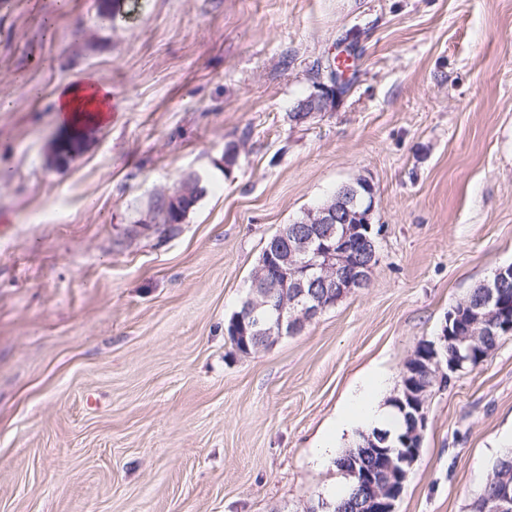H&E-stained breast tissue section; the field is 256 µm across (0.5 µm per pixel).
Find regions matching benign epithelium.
<instances>
[{"mask_svg": "<svg viewBox=\"0 0 512 512\" xmlns=\"http://www.w3.org/2000/svg\"><path fill=\"white\" fill-rule=\"evenodd\" d=\"M362 181L344 186L336 204L321 208L317 215L282 235L265 249V258L253 278L238 321L241 330L262 347L284 334L296 335L313 322L326 306L316 300L326 290L333 302L364 288L378 263L376 237L372 235L371 212H355L350 200ZM512 280V266L495 270L482 282L483 301L470 307L469 325L460 332L456 315L448 313L438 341L426 346L429 361L435 367L432 382L442 383L463 369L464 363L478 352L482 329L502 336L512 335V313L504 309L502 289ZM425 407L412 403L410 424L399 438L401 455L389 458L390 479L375 493L369 505L375 512H395L402 483L419 454L425 429ZM481 512H512V491L495 492L481 505Z\"/></svg>", "mask_w": 512, "mask_h": 512, "instance_id": "7a95c632", "label": "benign epithelium"}]
</instances>
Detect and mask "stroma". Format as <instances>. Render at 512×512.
I'll return each instance as SVG.
<instances>
[{
	"mask_svg": "<svg viewBox=\"0 0 512 512\" xmlns=\"http://www.w3.org/2000/svg\"><path fill=\"white\" fill-rule=\"evenodd\" d=\"M0 0V512H308L323 433L512 264V0ZM350 92L291 121L342 56ZM112 119L58 159L54 95ZM182 219L156 218L188 176ZM373 188L367 288L243 354L268 239ZM396 512H471L512 448V336L432 388ZM95 89L94 93H87ZM58 122L70 126L80 115L91 113L95 124H103L111 119L112 90L96 77L87 78L61 90L56 96ZM183 186V187H182ZM182 188L188 187L190 190V195L187 197L183 195L179 198L177 208L173 209L172 204H167V201L164 198H161L159 203L157 204V217L159 218V223L162 224H178L180 223L182 216L186 213V211L195 203L197 199V180L189 179L184 182Z\"/></svg>",
	"mask_w": 512,
	"mask_h": 512,
	"instance_id": "obj_1",
	"label": "stroma"
}]
</instances>
